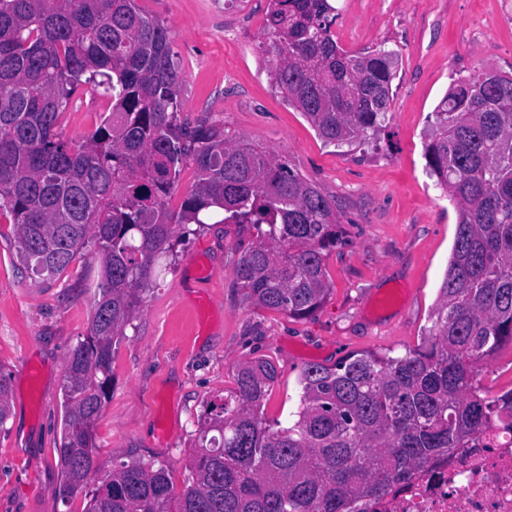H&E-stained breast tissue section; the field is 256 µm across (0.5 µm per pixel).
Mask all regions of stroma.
Here are the masks:
<instances>
[{
  "label": "stroma",
  "mask_w": 512,
  "mask_h": 512,
  "mask_svg": "<svg viewBox=\"0 0 512 512\" xmlns=\"http://www.w3.org/2000/svg\"><path fill=\"white\" fill-rule=\"evenodd\" d=\"M170 30L182 74L181 119L224 122L286 160L328 199L341 242L325 259L331 293L310 317L254 306L233 275L248 224H205L173 241L112 354V394L94 425L97 487L114 462L161 461L182 488L198 421L234 388L238 363L273 360L278 379L264 413L287 422L308 364L354 352L416 347L448 267L457 209L431 178L425 146L433 111L453 81L487 68L512 72V0H337L332 28L348 52L396 54L387 120L353 145L325 143L272 86L262 54L269 0H136ZM112 111L75 96L58 133L78 146ZM16 227L0 219V369L11 377V416L0 432V512H84L57 503L62 385L69 351L88 335L102 264L86 248L44 280L20 260Z\"/></svg>",
  "instance_id": "stroma-1"
}]
</instances>
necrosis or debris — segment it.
<instances>
[{"label":"necrosis or debris","mask_w":512,"mask_h":512,"mask_svg":"<svg viewBox=\"0 0 512 512\" xmlns=\"http://www.w3.org/2000/svg\"><path fill=\"white\" fill-rule=\"evenodd\" d=\"M368 512H512V431L497 430L482 447L431 460Z\"/></svg>","instance_id":"obj_1"}]
</instances>
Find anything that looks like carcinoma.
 I'll use <instances>...</instances> for the list:
<instances>
[{"instance_id": "1", "label": "carcinoma", "mask_w": 512, "mask_h": 512, "mask_svg": "<svg viewBox=\"0 0 512 512\" xmlns=\"http://www.w3.org/2000/svg\"><path fill=\"white\" fill-rule=\"evenodd\" d=\"M335 22L330 0H270L263 52L275 88L339 146L378 130L395 73L387 52L344 51ZM180 81L167 27L135 0H0V216L11 215L38 275H61L91 239L103 262L90 333L67 356L54 490L63 502L91 476L113 346L176 227L185 238L215 209L251 225L233 274L258 307L306 318L330 291L324 258L340 243L330 202L222 123L180 119ZM86 90L110 98L112 115L73 147L57 127ZM433 115L425 157L457 224L421 344L305 366L285 425L263 416L275 363H239L236 387L207 406L181 490L163 464L131 456L87 493L85 512H354L430 460L512 428V389L491 395L479 379L480 363L512 343V75L454 81ZM185 161L199 180L175 220L165 198ZM10 389L0 369V430Z\"/></svg>"}]
</instances>
